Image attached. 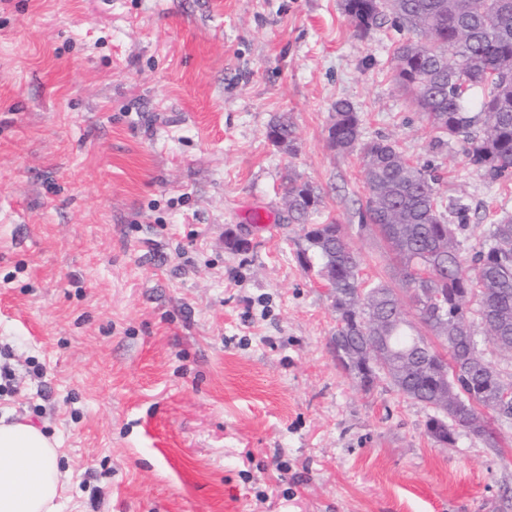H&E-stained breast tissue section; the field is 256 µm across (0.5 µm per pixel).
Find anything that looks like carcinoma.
<instances>
[{
  "label": "carcinoma",
  "mask_w": 512,
  "mask_h": 512,
  "mask_svg": "<svg viewBox=\"0 0 512 512\" xmlns=\"http://www.w3.org/2000/svg\"><path fill=\"white\" fill-rule=\"evenodd\" d=\"M395 16L418 41L407 39L393 54L396 86L422 112L427 123L450 140L462 142L470 163L491 181L512 177V0H344L356 35L363 37L385 16ZM429 50L416 54L417 44ZM486 95L479 111L466 99L475 88ZM329 145L357 152L367 190L360 227L375 231L397 263L403 287L411 291L417 318L440 339V345L413 333L395 289L379 280L360 278V258L342 225L310 224L299 253L305 270L332 284L337 336L349 337L345 357L336 366L360 388L376 384L363 366L371 353V335L389 326L382 381L431 409L428 435L441 445L456 442L458 429L494 445L491 424L478 413L512 419L507 384L479 348L475 326L485 339L512 354V217L492 225L489 239L467 253L458 236L467 230V210L448 222L435 178L424 165L404 157L383 138L361 140V117L340 100L332 107ZM269 137L293 149L288 116L278 117ZM288 213L299 224L321 204L309 184L288 178Z\"/></svg>",
  "instance_id": "cac0c4a2"
}]
</instances>
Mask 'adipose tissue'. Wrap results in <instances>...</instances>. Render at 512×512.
I'll list each match as a JSON object with an SVG mask.
<instances>
[{
	"label": "adipose tissue",
	"instance_id": "1",
	"mask_svg": "<svg viewBox=\"0 0 512 512\" xmlns=\"http://www.w3.org/2000/svg\"><path fill=\"white\" fill-rule=\"evenodd\" d=\"M65 479L43 431L0 418V512H58Z\"/></svg>",
	"mask_w": 512,
	"mask_h": 512
}]
</instances>
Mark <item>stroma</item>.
<instances>
[{
    "instance_id": "1",
    "label": "stroma",
    "mask_w": 512,
    "mask_h": 512,
    "mask_svg": "<svg viewBox=\"0 0 512 512\" xmlns=\"http://www.w3.org/2000/svg\"><path fill=\"white\" fill-rule=\"evenodd\" d=\"M406 37H356L343 0H0V416L55 440L60 512H512V421L442 446L428 408L339 371L288 220L293 177L395 281L361 159L328 144L339 100L468 207L464 250L512 216V180L395 87ZM269 137L272 142L280 147H288V152L293 149L294 129L288 116H279L270 126Z\"/></svg>"
}]
</instances>
